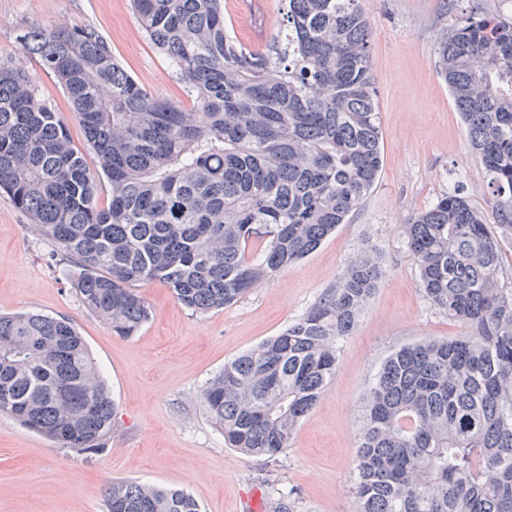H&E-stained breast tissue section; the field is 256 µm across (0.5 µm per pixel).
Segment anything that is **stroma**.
Masks as SVG:
<instances>
[{
	"instance_id": "obj_1",
	"label": "stroma",
	"mask_w": 512,
	"mask_h": 512,
	"mask_svg": "<svg viewBox=\"0 0 512 512\" xmlns=\"http://www.w3.org/2000/svg\"><path fill=\"white\" fill-rule=\"evenodd\" d=\"M372 23V70L382 130V166L371 192L309 256L252 289L234 305L195 313L158 281L138 293L151 317L121 337L88 312L67 277L70 264L28 216L0 193V314L31 311L66 317L83 337L115 402L104 451L79 453L0 414V512H106L105 491L118 481L181 489L201 512H246L255 496L276 512L287 495L292 512H354L361 398L383 360L423 338L468 334L417 286L418 268L403 224L454 187L492 212L480 159L447 86L437 74L435 42L456 19L508 17L501 0H361ZM228 32L251 49L270 44L283 23L281 0H224ZM32 23L94 27L129 73L154 95L187 100L168 61L139 26L130 0H0V64L31 73L42 99L64 115L73 145L83 130L57 79L23 55L19 28ZM375 258L381 276L336 372L291 444L273 458L225 447L198 401L225 362L277 335L336 286L357 254Z\"/></svg>"
}]
</instances>
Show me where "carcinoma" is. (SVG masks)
I'll use <instances>...</instances> for the list:
<instances>
[{"instance_id":"carcinoma-1","label":"carcinoma","mask_w":512,"mask_h":512,"mask_svg":"<svg viewBox=\"0 0 512 512\" xmlns=\"http://www.w3.org/2000/svg\"><path fill=\"white\" fill-rule=\"evenodd\" d=\"M262 50L227 34L222 0H132L193 98L154 96L91 26L32 24L22 52L52 72L100 167L21 67L0 66V190L62 248L92 313L129 337L150 317L135 286L165 283L196 313L237 302L311 254L374 187L382 165L371 24L360 0H284ZM438 74L492 190L488 224L458 187L403 225L418 287L467 336L393 350L363 399L355 512H512V21L468 17L437 39ZM108 206L97 202L100 179ZM381 274L352 260L279 335L224 364L200 403L244 454L290 445L336 370ZM22 426L101 452L114 403L72 322L0 315V397ZM107 512H200L190 494L122 481Z\"/></svg>"}]
</instances>
